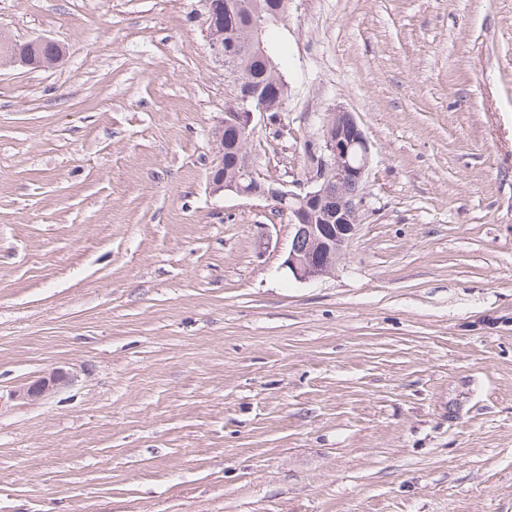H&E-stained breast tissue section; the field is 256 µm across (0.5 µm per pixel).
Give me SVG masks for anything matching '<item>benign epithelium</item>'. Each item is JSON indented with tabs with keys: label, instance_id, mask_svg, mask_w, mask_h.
Listing matches in <instances>:
<instances>
[{
	"label": "benign epithelium",
	"instance_id": "obj_1",
	"mask_svg": "<svg viewBox=\"0 0 512 512\" xmlns=\"http://www.w3.org/2000/svg\"><path fill=\"white\" fill-rule=\"evenodd\" d=\"M252 9L256 18L248 30H240V14ZM281 20L279 9L264 16L249 0H227L224 23L206 29L209 48L215 60L233 75L240 74L245 60L253 55L263 56L273 68L275 63L267 54L262 37L270 24ZM51 44L53 41L47 38H37L23 44L13 43L5 47V52L13 64L36 68L43 64L40 48ZM285 104V99L265 93L236 97L234 111L226 113L215 129L222 133L228 117L235 123L238 135L233 149L237 172L230 177L224 175V153H217L209 172V186L214 195L261 199L275 216L288 220L293 236L283 266L295 280L310 282L336 269L357 234L362 206L359 186L369 170L372 151L355 114L338 109L328 113L323 121L320 154L303 186L293 190L276 179L244 184L253 168L244 144L251 138L256 117L281 112ZM69 380L68 372L54 370L15 386L8 393V401L34 404Z\"/></svg>",
	"mask_w": 512,
	"mask_h": 512
}]
</instances>
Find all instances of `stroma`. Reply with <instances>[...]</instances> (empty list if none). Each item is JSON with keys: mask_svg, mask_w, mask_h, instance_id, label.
<instances>
[{"mask_svg": "<svg viewBox=\"0 0 512 512\" xmlns=\"http://www.w3.org/2000/svg\"><path fill=\"white\" fill-rule=\"evenodd\" d=\"M0 512H512V0H288L250 143L373 146L336 271L212 195L232 78L200 0H0ZM55 42L47 38H37L23 44L12 43L5 47V52L12 59V63L20 66L37 68L43 64L40 48L44 45H54ZM69 380L68 372L57 369L15 386L9 391L7 398L10 402L35 404L52 391L68 383Z\"/></svg>", "mask_w": 512, "mask_h": 512, "instance_id": "obj_1", "label": "stroma"}]
</instances>
